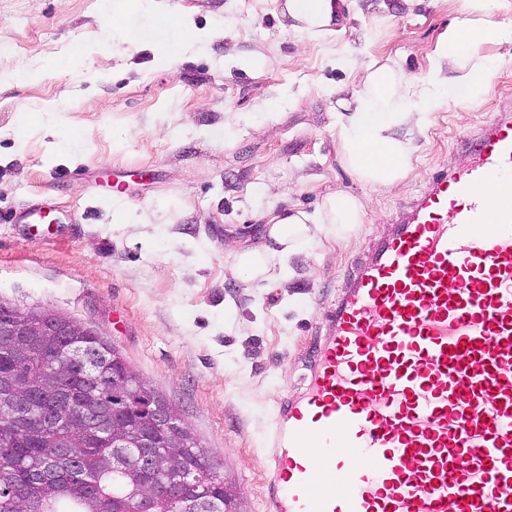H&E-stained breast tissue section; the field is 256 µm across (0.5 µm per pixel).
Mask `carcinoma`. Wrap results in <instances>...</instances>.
<instances>
[{"label":"carcinoma","instance_id":"carcinoma-1","mask_svg":"<svg viewBox=\"0 0 512 512\" xmlns=\"http://www.w3.org/2000/svg\"><path fill=\"white\" fill-rule=\"evenodd\" d=\"M23 320L36 335L0 336V379L21 370L18 399L47 405L55 391L70 390L75 412L95 404L100 414L56 434L11 429L9 409L0 407V512H130L141 497L148 512H181L195 501L207 503L212 512H237L235 488L220 478L222 465L189 429L182 431V447L173 449L172 461L155 467L147 457L159 449L138 447L148 423L132 417L124 445L134 453L115 458L112 439L99 429L100 421L112 419L113 388L119 384L134 396L148 392L160 406L168 404L116 347L90 327L87 336L63 335L65 317L56 313L25 310ZM69 345L84 351L88 370L81 375L58 359L61 348ZM180 458L197 472L198 482L179 489L174 471Z\"/></svg>","mask_w":512,"mask_h":512}]
</instances>
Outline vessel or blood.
Returning a JSON list of instances; mask_svg holds the SVG:
<instances>
[{"label": "vessel or blood", "instance_id": "obj_1", "mask_svg": "<svg viewBox=\"0 0 512 512\" xmlns=\"http://www.w3.org/2000/svg\"><path fill=\"white\" fill-rule=\"evenodd\" d=\"M344 277L274 409L268 512H512V113Z\"/></svg>", "mask_w": 512, "mask_h": 512}]
</instances>
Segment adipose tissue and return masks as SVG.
<instances>
[{"label": "adipose tissue", "mask_w": 512, "mask_h": 512, "mask_svg": "<svg viewBox=\"0 0 512 512\" xmlns=\"http://www.w3.org/2000/svg\"><path fill=\"white\" fill-rule=\"evenodd\" d=\"M345 0H285L284 15L292 30L313 39L331 35V25L342 12ZM512 0H462L464 18L443 33L435 64L427 83L411 82L395 65L372 64L366 67L353 107L336 115L337 140L343 166L359 181L380 191L400 188L409 173L412 145L399 138L398 127L424 128L435 106L433 86L444 81V67H452L455 90L477 99L488 84L492 70L479 55L481 44L500 40L505 31L489 22L492 10L508 7ZM150 11L158 27L175 24L185 40L200 42L207 31L195 28L190 17L176 13L157 0H110L113 19L120 21L123 40L129 50L142 49L141 32L131 20V8ZM363 203L352 195L337 192L327 195L315 213L284 210L270 219L272 246L235 252L231 273L247 271L250 281L269 278L273 259H287L300 247L323 235H339L361 223Z\"/></svg>", "instance_id": "ef3b65f1"}]
</instances>
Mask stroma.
<instances>
[{
  "mask_svg": "<svg viewBox=\"0 0 512 512\" xmlns=\"http://www.w3.org/2000/svg\"><path fill=\"white\" fill-rule=\"evenodd\" d=\"M283 2L170 0L215 30L194 46L136 12L177 50L161 64L126 51L102 0H0V302L77 319L119 349L222 463L239 512H265L275 401L299 389L353 258L460 163V135L512 107V12L496 10L506 35L479 49L489 85L474 101L440 87L428 126L396 131L414 145L406 184L373 190L339 160V102L374 62L426 81L461 0H347L320 41L290 29ZM21 67L32 78H14ZM59 129L75 132L61 149ZM128 165L148 182L108 196ZM337 191L365 204L348 238L302 247L266 288L229 273L228 247L270 245L271 212L311 213ZM43 201L55 229L37 235L18 215Z\"/></svg>",
  "mask_w": 512,
  "mask_h": 512,
  "instance_id": "1",
  "label": "stroma"
}]
</instances>
